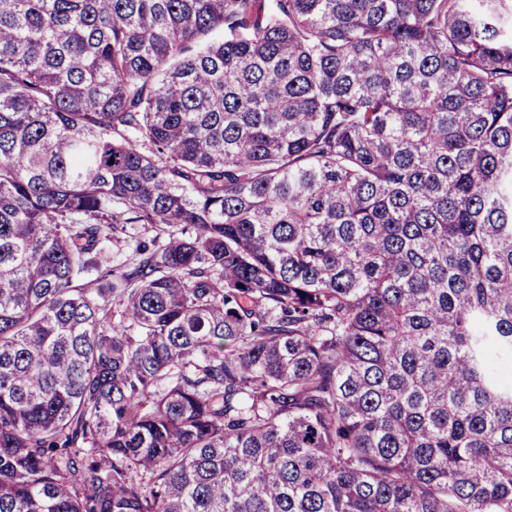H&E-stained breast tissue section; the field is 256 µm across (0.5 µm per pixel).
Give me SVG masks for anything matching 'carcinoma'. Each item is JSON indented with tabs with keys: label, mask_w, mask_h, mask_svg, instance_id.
<instances>
[{
	"label": "carcinoma",
	"mask_w": 512,
	"mask_h": 512,
	"mask_svg": "<svg viewBox=\"0 0 512 512\" xmlns=\"http://www.w3.org/2000/svg\"><path fill=\"white\" fill-rule=\"evenodd\" d=\"M0 512H512V0H0ZM117 227H124V231L112 235L114 239L106 242V250L110 257L111 264L126 261L131 257L132 247L135 240L148 241L155 236V231L150 224H116Z\"/></svg>",
	"instance_id": "1"
}]
</instances>
